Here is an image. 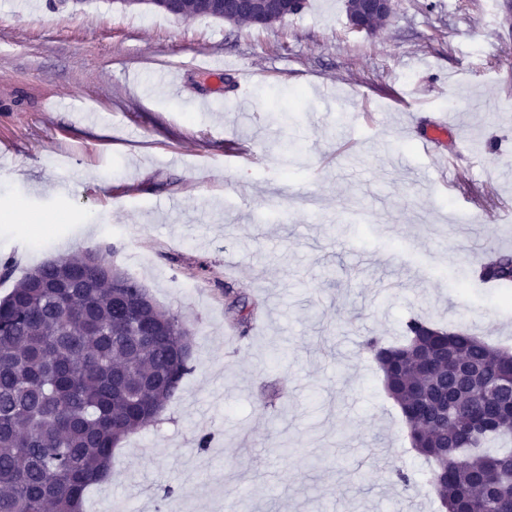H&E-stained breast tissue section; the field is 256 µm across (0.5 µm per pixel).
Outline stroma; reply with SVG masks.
<instances>
[{"label": "stroma", "instance_id": "obj_1", "mask_svg": "<svg viewBox=\"0 0 512 512\" xmlns=\"http://www.w3.org/2000/svg\"><path fill=\"white\" fill-rule=\"evenodd\" d=\"M203 56L234 67L211 78ZM16 207L0 298L105 246L192 331L194 371L84 512H224L243 492L251 512H442L362 342L421 316L512 348V302L473 274L512 249V0H394L373 35L345 0L270 28L0 0V211ZM228 286L258 306L247 338Z\"/></svg>", "mask_w": 512, "mask_h": 512}]
</instances>
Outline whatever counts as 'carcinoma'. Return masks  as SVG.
Segmentation results:
<instances>
[{
  "instance_id": "obj_1",
  "label": "carcinoma",
  "mask_w": 512,
  "mask_h": 512,
  "mask_svg": "<svg viewBox=\"0 0 512 512\" xmlns=\"http://www.w3.org/2000/svg\"><path fill=\"white\" fill-rule=\"evenodd\" d=\"M100 246L29 270L0 299V512H81L104 481L114 443L146 426L149 408L174 399L193 371L180 357L184 321L158 307L140 313L135 336L118 307L140 282L113 276ZM512 288V250L476 268ZM227 310L247 335L253 308L231 288ZM400 407L412 448L431 465L445 512H512V351L465 328L405 322L395 343L363 342Z\"/></svg>"
}]
</instances>
